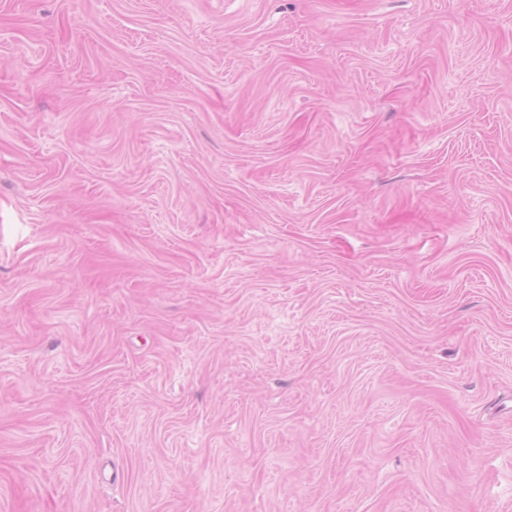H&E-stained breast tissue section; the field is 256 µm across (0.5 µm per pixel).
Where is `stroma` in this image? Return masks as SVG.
Listing matches in <instances>:
<instances>
[{"mask_svg":"<svg viewBox=\"0 0 512 512\" xmlns=\"http://www.w3.org/2000/svg\"><path fill=\"white\" fill-rule=\"evenodd\" d=\"M0 512H512V0H0Z\"/></svg>","mask_w":512,"mask_h":512,"instance_id":"obj_1","label":"stroma"}]
</instances>
